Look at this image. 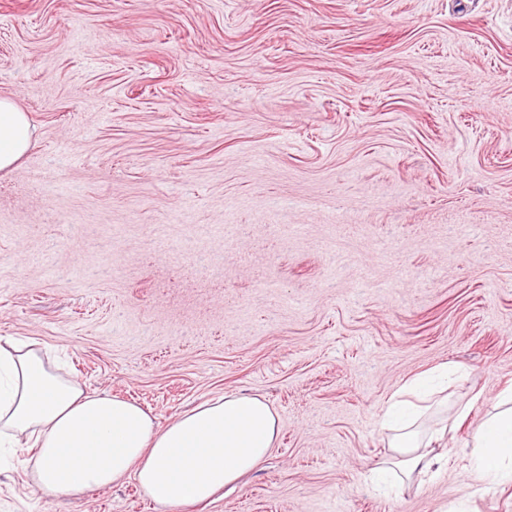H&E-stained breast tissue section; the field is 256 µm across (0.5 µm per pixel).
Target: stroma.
I'll use <instances>...</instances> for the list:
<instances>
[{"label": "stroma", "mask_w": 512, "mask_h": 512, "mask_svg": "<svg viewBox=\"0 0 512 512\" xmlns=\"http://www.w3.org/2000/svg\"><path fill=\"white\" fill-rule=\"evenodd\" d=\"M0 336L165 426L230 392L280 434L212 501L135 479L0 512H512L471 432L512 386V0H0ZM441 364L435 475L398 495L391 395ZM34 126L26 112L9 97H0V171L11 170L28 151Z\"/></svg>", "instance_id": "1"}]
</instances>
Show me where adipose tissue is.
Masks as SVG:
<instances>
[{"label":"adipose tissue","mask_w":512,"mask_h":512,"mask_svg":"<svg viewBox=\"0 0 512 512\" xmlns=\"http://www.w3.org/2000/svg\"><path fill=\"white\" fill-rule=\"evenodd\" d=\"M34 132L28 114L0 97V171L26 154ZM421 385L418 377L404 384L381 420L406 477L442 465L441 455L431 451L437 430H420L435 402L409 399ZM278 434L270 406L237 393L158 426L140 405L88 392L57 373L36 344L0 336V446L34 447L19 463L45 496H79L132 476L157 504L202 503L256 468ZM472 443L475 478L512 485V386L492 399Z\"/></svg>","instance_id":"adipose-tissue-1"}]
</instances>
